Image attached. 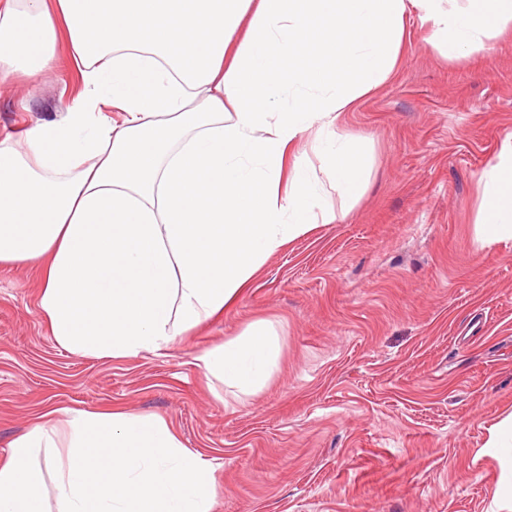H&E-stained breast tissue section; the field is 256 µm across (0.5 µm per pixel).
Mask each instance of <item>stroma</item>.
<instances>
[{
  "label": "stroma",
  "instance_id": "1",
  "mask_svg": "<svg viewBox=\"0 0 512 512\" xmlns=\"http://www.w3.org/2000/svg\"><path fill=\"white\" fill-rule=\"evenodd\" d=\"M411 13L387 80L343 119L364 194L270 256L224 312L172 346L97 358L59 346L40 277L0 268V458L48 406L157 414L216 460L213 512H512L492 426L512 414V240L477 232L480 175L512 133V32L444 59ZM39 86H0V140L82 91L70 46ZM259 319L279 369L216 398L195 356Z\"/></svg>",
  "mask_w": 512,
  "mask_h": 512
}]
</instances>
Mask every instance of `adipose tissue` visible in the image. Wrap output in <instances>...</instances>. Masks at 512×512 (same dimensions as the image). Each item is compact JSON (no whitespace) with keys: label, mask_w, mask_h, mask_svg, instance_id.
<instances>
[{"label":"adipose tissue","mask_w":512,"mask_h":512,"mask_svg":"<svg viewBox=\"0 0 512 512\" xmlns=\"http://www.w3.org/2000/svg\"><path fill=\"white\" fill-rule=\"evenodd\" d=\"M414 8L450 59L512 25V0H0V83L43 81L61 35L84 80L65 112L0 147V267L41 270L55 341L97 358L168 348L332 223L329 189L357 202L367 144L341 121L388 78ZM304 135L325 179L288 160ZM479 183L481 237L512 239V134ZM194 362L252 396L279 337L259 320ZM9 448L0 512L213 509L214 463L160 416L54 407Z\"/></svg>","instance_id":"adipose-tissue-1"}]
</instances>
